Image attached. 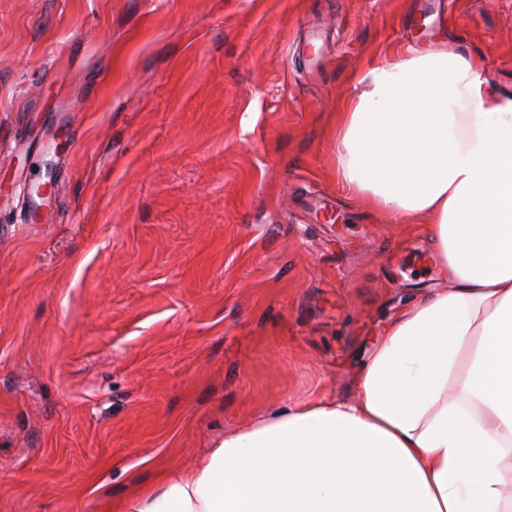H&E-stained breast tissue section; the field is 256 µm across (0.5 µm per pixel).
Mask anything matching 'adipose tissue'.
<instances>
[{
	"label": "adipose tissue",
	"instance_id": "ef3b65f1",
	"mask_svg": "<svg viewBox=\"0 0 512 512\" xmlns=\"http://www.w3.org/2000/svg\"><path fill=\"white\" fill-rule=\"evenodd\" d=\"M336 177L422 224L449 287L387 324L357 396L260 413L124 512H512V92L407 46L335 113Z\"/></svg>",
	"mask_w": 512,
	"mask_h": 512
}]
</instances>
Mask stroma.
Returning <instances> with one entry per match:
<instances>
[{
  "instance_id": "1",
  "label": "stroma",
  "mask_w": 512,
  "mask_h": 512,
  "mask_svg": "<svg viewBox=\"0 0 512 512\" xmlns=\"http://www.w3.org/2000/svg\"><path fill=\"white\" fill-rule=\"evenodd\" d=\"M408 44L512 89V0H0V512H123L268 406L355 397L448 285L334 167Z\"/></svg>"
}]
</instances>
